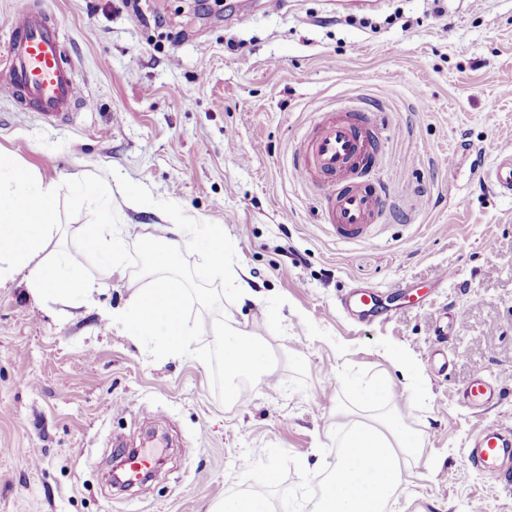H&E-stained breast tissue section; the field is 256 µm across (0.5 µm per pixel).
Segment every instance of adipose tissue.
I'll list each match as a JSON object with an SVG mask.
<instances>
[{
  "label": "adipose tissue",
  "instance_id": "ef3b65f1",
  "mask_svg": "<svg viewBox=\"0 0 512 512\" xmlns=\"http://www.w3.org/2000/svg\"><path fill=\"white\" fill-rule=\"evenodd\" d=\"M58 196L56 182L37 179L14 155L0 151V287L21 275L34 300L90 303L101 284L85 275L82 257L104 252L109 267H118L124 239L113 234L111 225L89 224L80 231L79 254L55 251ZM337 445L344 460L327 480L318 512H384L388 499L404 485L403 462L421 450L423 441L396 416L349 422ZM371 457L379 459V468L368 480L354 483L350 470Z\"/></svg>",
  "mask_w": 512,
  "mask_h": 512
}]
</instances>
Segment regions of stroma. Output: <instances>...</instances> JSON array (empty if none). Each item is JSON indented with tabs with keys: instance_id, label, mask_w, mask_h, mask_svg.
<instances>
[{
	"instance_id": "1",
	"label": "stroma",
	"mask_w": 512,
	"mask_h": 512,
	"mask_svg": "<svg viewBox=\"0 0 512 512\" xmlns=\"http://www.w3.org/2000/svg\"><path fill=\"white\" fill-rule=\"evenodd\" d=\"M59 20L85 104L45 123L0 97V148L60 186L59 250L87 224L172 239L157 207H127L118 177L223 225L225 260L253 297L223 303L229 324L265 341L277 364L247 398L223 405L206 364L153 359L103 315L142 285L103 276L93 305L35 302L0 288V512H207L239 494L274 512H316L347 419L401 414L424 439L387 512H512V489L472 469L466 449L512 425V195L493 191L482 145L512 154V0H40ZM375 111L379 167L395 200L361 243H341L325 203L292 167L317 113ZM447 281L434 283L441 270ZM409 284L400 294L396 284ZM372 288L392 318L359 322L340 296ZM457 318L448 372L430 364L435 322ZM403 353L396 361L395 353ZM506 389L478 413L456 399L476 369ZM389 397L367 402L366 388ZM162 464L136 494L108 479L122 441ZM277 480L266 483V471Z\"/></svg>"
}]
</instances>
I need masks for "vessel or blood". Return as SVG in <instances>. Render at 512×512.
Masks as SVG:
<instances>
[{
	"mask_svg": "<svg viewBox=\"0 0 512 512\" xmlns=\"http://www.w3.org/2000/svg\"><path fill=\"white\" fill-rule=\"evenodd\" d=\"M10 47L0 59V94L34 107L48 121L66 117L82 93L72 75V63L60 37L58 20L36 5L26 4L4 23ZM378 146L377 126L372 113L341 107L320 113L302 142L296 158L298 176L313 184L326 203V220L338 239L366 238L383 216L390 197L385 182L370 179L366 169ZM485 153L498 156L490 172L495 186L512 195V157L500 158L496 144ZM345 310L360 320L376 314V297L357 291L342 299ZM456 320L435 329L436 339L428 354L441 368H448V342L458 329ZM461 405L482 412L501 403L504 391L483 371L458 389ZM468 459L474 468L501 483L512 482V427L492 424L479 429Z\"/></svg>",
	"mask_w": 512,
	"mask_h": 512,
	"instance_id": "vessel-or-blood-1",
	"label": "vessel or blood"
}]
</instances>
